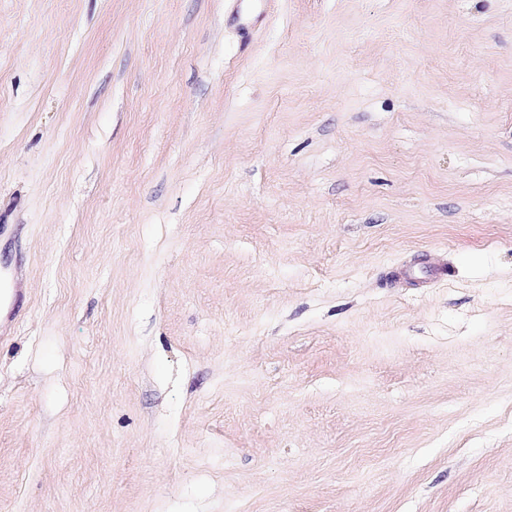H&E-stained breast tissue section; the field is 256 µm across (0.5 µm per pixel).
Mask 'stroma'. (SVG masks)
Masks as SVG:
<instances>
[{
	"label": "stroma",
	"mask_w": 512,
	"mask_h": 512,
	"mask_svg": "<svg viewBox=\"0 0 512 512\" xmlns=\"http://www.w3.org/2000/svg\"><path fill=\"white\" fill-rule=\"evenodd\" d=\"M0 270V512H512V0H0Z\"/></svg>",
	"instance_id": "obj_1"
}]
</instances>
